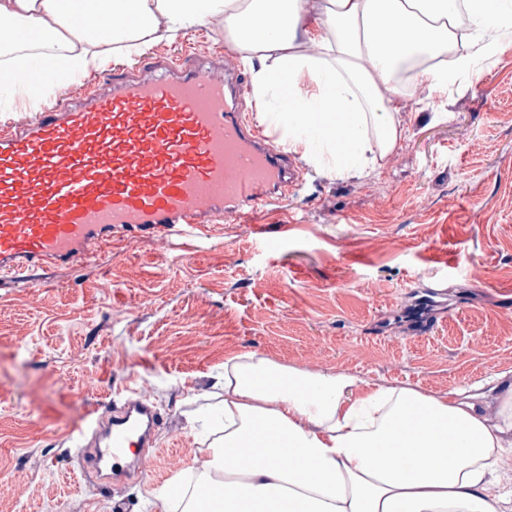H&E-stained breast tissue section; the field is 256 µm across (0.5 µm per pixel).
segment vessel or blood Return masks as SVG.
I'll return each instance as SVG.
<instances>
[{
	"mask_svg": "<svg viewBox=\"0 0 512 512\" xmlns=\"http://www.w3.org/2000/svg\"><path fill=\"white\" fill-rule=\"evenodd\" d=\"M141 61L113 66L107 87L0 125V282L29 283L48 266L75 267L127 233L208 238L215 217L280 205L298 186L271 125L231 107L243 91L230 64ZM133 400L77 430L79 478L146 474L160 414L130 377Z\"/></svg>",
	"mask_w": 512,
	"mask_h": 512,
	"instance_id": "b4317fda",
	"label": "vessel or blood"
}]
</instances>
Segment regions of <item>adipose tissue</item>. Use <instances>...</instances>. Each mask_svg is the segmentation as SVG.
I'll use <instances>...</instances> for the list:
<instances>
[{"instance_id": "adipose-tissue-1", "label": "adipose tissue", "mask_w": 512, "mask_h": 512, "mask_svg": "<svg viewBox=\"0 0 512 512\" xmlns=\"http://www.w3.org/2000/svg\"><path fill=\"white\" fill-rule=\"evenodd\" d=\"M218 16L258 121L314 165L364 178L403 137L410 89L476 82L512 42L504 0H0V87L34 101L38 67L85 76ZM223 389L200 420L220 427L207 461L161 512H496L485 476L512 447V385L491 420L474 395L245 353L225 361Z\"/></svg>"}]
</instances>
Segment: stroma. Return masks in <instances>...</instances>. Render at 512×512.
I'll return each mask as SVG.
<instances>
[{"label": "stroma", "instance_id": "obj_1", "mask_svg": "<svg viewBox=\"0 0 512 512\" xmlns=\"http://www.w3.org/2000/svg\"><path fill=\"white\" fill-rule=\"evenodd\" d=\"M228 51L212 19L147 50ZM379 172L299 159L282 210L229 216L204 242L129 234L98 261L0 287V512H144L206 459L190 416L213 374L256 352L306 370L444 395L512 380V43L481 79L417 94ZM484 278L470 279L469 265ZM161 411L152 474L75 484L72 433L120 406L132 374Z\"/></svg>", "mask_w": 512, "mask_h": 512}]
</instances>
